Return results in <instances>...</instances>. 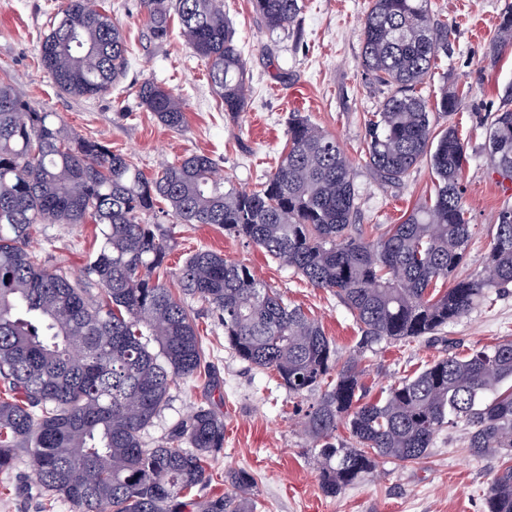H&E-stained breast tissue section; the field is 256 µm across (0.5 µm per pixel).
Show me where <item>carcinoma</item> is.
<instances>
[{
    "instance_id": "carcinoma-1",
    "label": "carcinoma",
    "mask_w": 512,
    "mask_h": 512,
    "mask_svg": "<svg viewBox=\"0 0 512 512\" xmlns=\"http://www.w3.org/2000/svg\"><path fill=\"white\" fill-rule=\"evenodd\" d=\"M92 0H63L39 44V61L56 86L94 98L119 80L130 48L122 28ZM153 39L170 34L171 14L203 60L224 111L247 105V69L224 19V0H141ZM261 28H288L300 0H251ZM361 67L391 88L367 120L365 151L376 178L398 184L429 164L433 196L374 239L356 224L355 189L336 138L294 115L279 161L256 190L224 185L217 162L192 153L148 178L107 144L67 129L55 112L18 96L0 74V473L28 449L44 509L58 499L73 512H253L254 477L225 478L233 496L193 500L224 448V417L197 405L154 445L145 431L177 381L206 359L196 316L185 299L206 303L237 356L275 375L293 395L319 392L305 415L318 449L322 490L334 495L373 472L377 459L418 463L436 435L460 421L466 449L501 465L483 493L484 512H512V339L450 355L365 400L361 361L382 341L421 339L467 316L487 293L512 285V206L498 214L481 268L455 272L466 258L462 173L468 162L452 125L459 94L432 103L416 87L448 50V29L428 0H372L361 32ZM512 46V10L500 16L494 49ZM141 104L166 127L185 124L182 101L152 80ZM489 158L512 178V109L489 124ZM181 224H209L261 248L350 311L358 349L337 367L322 326L256 279L249 268L210 249L195 250L177 275L164 277L170 233L146 224L158 200ZM99 225L97 250L81 275L49 269L32 249L44 224ZM453 280L444 290L440 280ZM345 422L349 439L337 440Z\"/></svg>"
}]
</instances>
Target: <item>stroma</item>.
Wrapping results in <instances>:
<instances>
[{
  "label": "stroma",
  "mask_w": 512,
  "mask_h": 512,
  "mask_svg": "<svg viewBox=\"0 0 512 512\" xmlns=\"http://www.w3.org/2000/svg\"><path fill=\"white\" fill-rule=\"evenodd\" d=\"M59 2L0 0V73L13 75L19 96L58 113L76 134L130 157L146 174L197 152L216 159L229 184L258 188L286 143L289 117L298 113L338 139L352 170L356 222L367 236H375L377 226L399 223L432 194L427 163L418 164L399 185L381 183L368 165L365 123L388 94L360 65L361 24L371 0H302L297 20L272 34L255 24L250 0H224L249 78L248 106L234 118L221 107L204 62L186 44L179 26H172L167 40L151 38L141 0H104L131 48L124 76L92 99L62 93L38 62L39 42ZM429 6L448 26V49L439 53L421 93L430 100L445 88L464 94L450 122L468 155L463 183L472 238L463 270L470 273L479 269L490 248L499 210L512 205V179L491 166L486 138L494 113L512 108V48L492 50L499 18L512 0H429ZM147 79L182 99V130L165 127L141 105L137 91ZM146 221L163 225L174 239L169 271H178L198 248L219 252L247 266L289 304L317 320L335 343L338 360L356 348L358 330L336 295L312 287L263 250L215 226L176 223L163 202ZM98 232L95 224H48L35 246L50 265L76 276L95 250ZM192 307L206 338L211 372L172 386L166 409L145 437L151 443L161 439L204 401L223 414L224 448L214 462L212 480L197 488L198 497L231 494L225 474L242 468L255 479L254 512H483V493L500 462L465 451L467 429L460 424L444 428L421 463L380 460L360 483L326 495L313 465L312 441L301 427L315 395L288 394L270 372L250 366L229 348L223 326L204 304L196 301ZM506 336L512 337V289L493 290L467 317L448 324L441 339L375 345L361 363L364 382L376 396L447 353L461 356ZM34 483L23 460L9 476L0 475V512H42L39 498L23 492Z\"/></svg>",
  "instance_id": "obj_1"
}]
</instances>
